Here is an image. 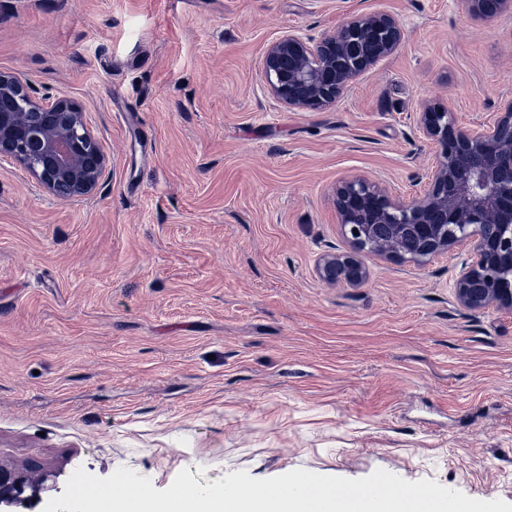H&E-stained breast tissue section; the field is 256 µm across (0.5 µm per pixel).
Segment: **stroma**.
Instances as JSON below:
<instances>
[{"label":"stroma","instance_id":"obj_1","mask_svg":"<svg viewBox=\"0 0 512 512\" xmlns=\"http://www.w3.org/2000/svg\"><path fill=\"white\" fill-rule=\"evenodd\" d=\"M395 16L405 39L320 111L274 99L269 44ZM0 70L83 104L88 197L0 160V463L126 467L167 488L244 470L378 469L512 503V309L461 307L459 246L424 266L345 247L334 190L403 201L434 161L415 114L512 99V12L465 0H0ZM466 2L470 13L483 20L491 19L505 10L512 11L511 0H468Z\"/></svg>","mask_w":512,"mask_h":512}]
</instances>
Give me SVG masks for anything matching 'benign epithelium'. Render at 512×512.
I'll return each instance as SVG.
<instances>
[{
  "label": "benign epithelium",
  "mask_w": 512,
  "mask_h": 512,
  "mask_svg": "<svg viewBox=\"0 0 512 512\" xmlns=\"http://www.w3.org/2000/svg\"><path fill=\"white\" fill-rule=\"evenodd\" d=\"M467 4L483 20L512 11V0ZM402 39L392 15L357 14L319 40L295 33L280 37L266 49L262 72L280 103L318 111L344 97ZM85 112L68 98L37 97L21 75L0 70V156L23 167L51 196L92 194L107 156ZM416 124L435 148L424 189L406 203L369 175L343 178L335 206L348 248L321 259L322 276L359 287L368 280L371 256L422 265L466 242L470 259L454 281L457 302L470 311L512 307V102L477 125L460 123L449 106L426 104ZM58 476L55 470L0 464V512L39 500Z\"/></svg>",
  "instance_id": "benign-epithelium-1"
}]
</instances>
